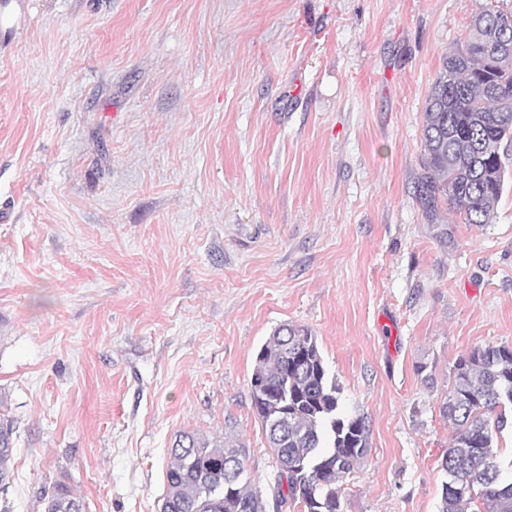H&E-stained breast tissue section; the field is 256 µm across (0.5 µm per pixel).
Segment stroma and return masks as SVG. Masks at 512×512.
<instances>
[{
    "instance_id": "stroma-1",
    "label": "stroma",
    "mask_w": 512,
    "mask_h": 512,
    "mask_svg": "<svg viewBox=\"0 0 512 512\" xmlns=\"http://www.w3.org/2000/svg\"><path fill=\"white\" fill-rule=\"evenodd\" d=\"M490 4L0 0V512L59 484L160 512L180 432L301 512L250 392L287 323L368 421L342 512H438L453 365L512 346V177L445 246L416 198L431 83ZM14 425L12 421L0 418V487H6L10 482L13 470L14 456Z\"/></svg>"
}]
</instances>
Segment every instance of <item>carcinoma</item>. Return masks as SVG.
Instances as JSON below:
<instances>
[{"label": "carcinoma", "instance_id": "obj_1", "mask_svg": "<svg viewBox=\"0 0 512 512\" xmlns=\"http://www.w3.org/2000/svg\"><path fill=\"white\" fill-rule=\"evenodd\" d=\"M416 198L435 238L448 245L440 205L464 224H487L512 159V9L483 8L465 41L444 55L426 99ZM441 416L453 439L441 460L446 475L438 512H512V455L494 445L512 414V347L488 345L460 356ZM252 404L277 464V503L303 512H341V483L368 452L362 415L341 412V389L315 336L285 324L256 352ZM14 425L0 419V487L13 470ZM245 450L183 434L175 439L161 512H266ZM42 512H86L83 498L60 484L41 498Z\"/></svg>", "mask_w": 512, "mask_h": 512}]
</instances>
